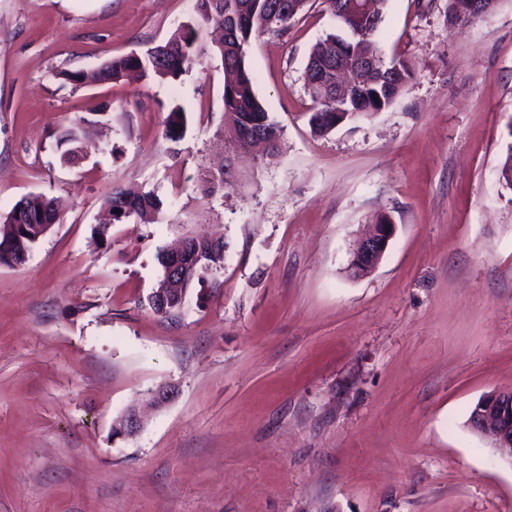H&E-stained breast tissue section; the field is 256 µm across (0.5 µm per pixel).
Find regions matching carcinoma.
I'll use <instances>...</instances> for the list:
<instances>
[{
    "mask_svg": "<svg viewBox=\"0 0 512 512\" xmlns=\"http://www.w3.org/2000/svg\"><path fill=\"white\" fill-rule=\"evenodd\" d=\"M359 0H323L328 12L338 24V31L326 35L311 50L305 71L304 81H319L326 86V94L305 87L306 94L313 102L309 124L313 132L326 133L334 129L336 113L344 112L354 119L378 112L392 104L404 86L415 75L413 63L406 59L394 58L385 61L376 56L375 66L365 73L363 81L345 100L338 101L334 96V86L339 73L361 57L367 45L372 43L383 20L388 0H371L374 4V20L367 21L360 30L343 14L346 7L358 8ZM308 0H197L196 23H188L177 29L167 40L145 50L138 58H118L89 72H64L67 81L83 84L118 81L126 72L138 71L148 79H177L187 73L204 50L196 46V26L212 23L226 27L219 45L210 50L217 55L224 68V114L237 136L248 138L253 131L266 127L272 131L266 141L269 155L278 149L279 126L268 119L262 103L254 89V77L246 57L254 39L263 35L285 36L306 8ZM486 11L459 10L454 0H446V16L450 21L470 22L484 18ZM184 134L183 112L174 108L165 122V135L173 141ZM229 184L224 178V164L209 166L203 170L202 187L207 195L224 189ZM112 220L121 221L132 216H140L150 210L160 212L161 200L151 193L134 192L115 187L109 198ZM64 202L59 197L43 194H30L19 201L4 218V223L13 225L19 222L24 226L18 229L20 245L31 250L43 237L45 228L40 217L53 219L60 216ZM202 256L196 271L217 267L224 261V244L221 242L200 241L195 244Z\"/></svg>",
    "mask_w": 512,
    "mask_h": 512,
    "instance_id": "obj_1",
    "label": "carcinoma"
}]
</instances>
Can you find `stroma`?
<instances>
[{"mask_svg": "<svg viewBox=\"0 0 512 512\" xmlns=\"http://www.w3.org/2000/svg\"><path fill=\"white\" fill-rule=\"evenodd\" d=\"M445 7L389 0L376 44L415 76L325 134L304 89L336 29L321 0L254 40L281 128L263 159L225 139L219 59L165 82L62 78L166 40L196 0H0V216L32 193L67 202L26 264L0 266V512H512V466L467 425L512 390V0L466 25ZM229 154L231 186L203 196ZM117 184L158 196V218L104 224ZM380 214L395 234L351 277ZM201 234L223 264L154 312L158 250ZM133 407L140 431L113 435Z\"/></svg>", "mask_w": 512, "mask_h": 512, "instance_id": "stroma-1", "label": "stroma"}]
</instances>
